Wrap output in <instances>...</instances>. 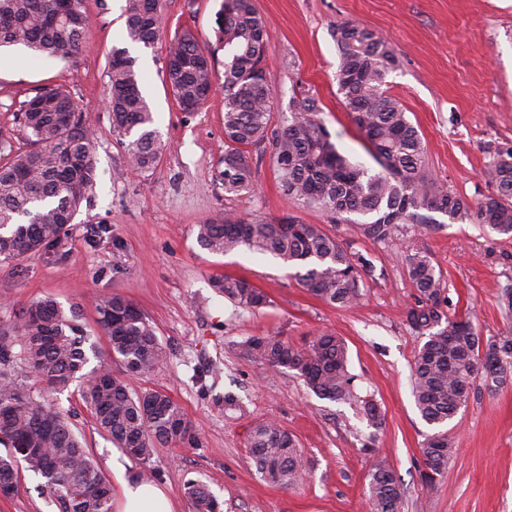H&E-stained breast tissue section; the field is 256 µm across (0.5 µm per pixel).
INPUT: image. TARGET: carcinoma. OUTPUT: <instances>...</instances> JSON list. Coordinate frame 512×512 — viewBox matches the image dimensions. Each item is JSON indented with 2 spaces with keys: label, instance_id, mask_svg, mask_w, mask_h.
Instances as JSON below:
<instances>
[{
  "label": "carcinoma",
  "instance_id": "carcinoma-1",
  "mask_svg": "<svg viewBox=\"0 0 512 512\" xmlns=\"http://www.w3.org/2000/svg\"><path fill=\"white\" fill-rule=\"evenodd\" d=\"M89 0H0V46L23 45L48 57L78 54L90 22ZM163 22L161 0H127V38L154 46ZM217 38L224 48V194L255 190L251 147L266 141L273 148L283 196L338 219L356 215L362 234L388 247L401 229H429L438 213L449 221L475 219L486 230L512 237V146L495 151L484 171L495 192L476 205L438 184L426 165V146L397 100L384 89L396 62L388 42L373 31L343 23L334 29L338 65L336 84L351 122L378 165L372 171L341 154L320 116L315 96L295 97L288 117L276 123L273 80L264 67L268 30L253 0H222ZM213 56L185 28L169 43L165 75L174 100L186 112L197 111L214 90ZM108 105L113 129L127 138L124 159L133 169L150 170L166 149L153 128L134 60L112 50L108 64ZM28 147L0 158V261L54 248L95 182L94 131L71 92L55 88L36 93L19 109ZM197 244L212 254L246 248L270 254L296 269L311 294L336 307L351 309L364 296V278L374 275L372 261L325 232L288 215L274 220L226 214L198 225ZM416 295L405 320L426 337L412 369V393L421 418L433 428L421 449L422 485L433 490L454 453L448 424L475 390L492 391L512 379V331L483 338L467 318L444 310L443 275L422 252L406 258ZM210 287L244 309L269 304L268 296L242 277L214 276ZM99 323L110 355L121 371L99 364L96 345L81 324L76 307L51 298L21 307L12 330L0 331V491L9 496L20 486V465L40 479L53 512H112L113 488L54 395L79 383L97 428L122 452L145 464L133 477L140 484L155 477L148 466L157 445L195 439L194 426L180 405L161 391L134 394L128 379L147 374L166 354L149 318L118 294L100 301ZM248 351L269 372L295 371L317 397L336 403L361 402L368 424L379 428L378 405L360 399L348 370V346L330 331L304 348L277 335L253 336ZM25 360L33 385L12 374ZM249 453L265 482L295 487L309 476V463L294 436L275 422L257 424L249 435ZM401 480L385 462L369 474V512H399ZM193 512H219L208 486L186 482Z\"/></svg>",
  "mask_w": 512,
  "mask_h": 512
}]
</instances>
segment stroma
<instances>
[{
  "label": "stroma",
  "instance_id": "35a3bbf8",
  "mask_svg": "<svg viewBox=\"0 0 512 512\" xmlns=\"http://www.w3.org/2000/svg\"><path fill=\"white\" fill-rule=\"evenodd\" d=\"M221 0H162L164 24L154 47L133 52L141 89L166 149L156 166L133 170L124 138L107 105L108 62L125 48V0H90L92 20L80 52L70 59L38 57L23 46L0 49V153L26 148L15 115L43 88L68 89L96 132V182L67 227L57 252L0 263V329L16 310L45 297L77 306L100 355L108 339L96 307L118 293L149 317L167 361L130 379L134 392L170 395L195 426V445L157 447L155 487L173 512H191L187 480L207 484L222 512H368L369 474L385 460L401 479L399 512H512V381L480 390L449 422L455 452L435 490L419 472L430 428L421 419L411 368L423 342L404 322L416 290L405 257L428 253L440 268L446 312L471 317L481 336L512 330L499 306L512 285V238L485 233L469 219L424 231L405 226L383 248L358 225L334 223L312 208L287 205L273 149L253 148L256 190L228 197L219 180L224 156V51L216 38ZM267 22L265 65L275 86L273 111L287 117L294 96L314 94L338 150L374 168L337 92L338 57L331 33L351 22L385 37L397 64L386 76L427 145L432 173L449 191L477 203L493 188L482 176L498 148L512 146V0H254ZM191 28L215 50L216 88L187 113L164 76L165 50L177 31ZM293 213L318 224L372 259L375 272L352 309L329 305L302 288L282 260L240 249L213 255L196 242L198 224L219 214L278 219ZM248 279L270 303L243 310L209 286L212 276ZM341 336L360 396L379 406L384 421L371 428L361 408L317 398L296 372L268 374L246 350L253 336L277 335L307 345L319 331ZM240 398L224 405L225 393ZM99 468L111 483L139 471L121 455L70 385L58 396ZM272 420L296 436L310 476L295 488L261 481L248 448L252 428Z\"/></svg>",
  "mask_w": 512,
  "mask_h": 512
}]
</instances>
